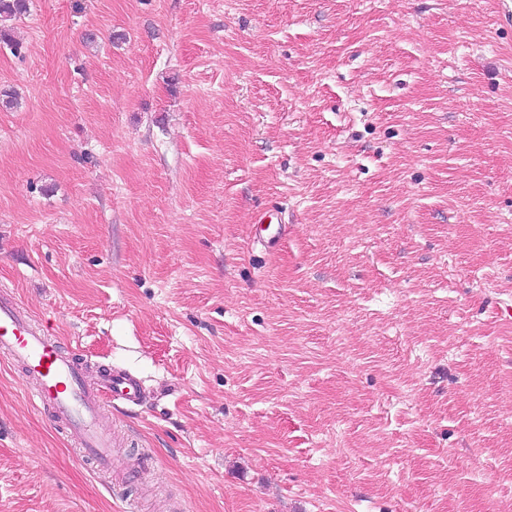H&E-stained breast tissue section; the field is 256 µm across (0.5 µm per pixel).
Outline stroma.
<instances>
[{
    "instance_id": "1",
    "label": "stroma",
    "mask_w": 512,
    "mask_h": 512,
    "mask_svg": "<svg viewBox=\"0 0 512 512\" xmlns=\"http://www.w3.org/2000/svg\"><path fill=\"white\" fill-rule=\"evenodd\" d=\"M0 29V292L143 388L107 476L0 359V512H512V0Z\"/></svg>"
}]
</instances>
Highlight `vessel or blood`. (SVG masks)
<instances>
[{
    "mask_svg": "<svg viewBox=\"0 0 512 512\" xmlns=\"http://www.w3.org/2000/svg\"><path fill=\"white\" fill-rule=\"evenodd\" d=\"M0 358L23 366L25 378L35 383V405L65 425L81 453L95 459L101 470L112 471V436L100 426L101 404L137 402L139 379L128 372L108 371L100 391L90 390L79 362L8 295H0Z\"/></svg>",
    "mask_w": 512,
    "mask_h": 512,
    "instance_id": "1",
    "label": "vessel or blood"
}]
</instances>
